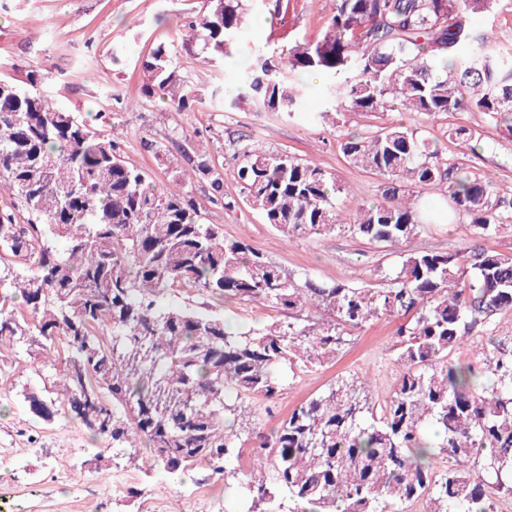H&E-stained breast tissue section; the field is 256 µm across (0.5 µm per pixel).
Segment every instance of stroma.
<instances>
[{
	"label": "stroma",
	"mask_w": 512,
	"mask_h": 512,
	"mask_svg": "<svg viewBox=\"0 0 512 512\" xmlns=\"http://www.w3.org/2000/svg\"><path fill=\"white\" fill-rule=\"evenodd\" d=\"M275 4L276 0H267L260 18L242 29L235 55L246 56L260 43L281 50L291 42L316 40L334 6L333 0H289L281 15ZM206 11V0H0V80L48 96L102 133L122 129L125 160L167 188L182 185L181 158H155L141 142L160 141L176 131L190 135L223 171L224 197L233 203L229 209L214 205L207 185L192 183L190 190L205 223L219 226L227 238L250 243L296 281L381 288L402 256L413 252L453 253L480 246L512 253V225L492 237H481L466 221L448 220L445 200L418 186L412 196L430 215L398 249L339 231L285 242L244 200L235 172L239 142L256 143L333 174L345 189L338 205L350 210L381 202L382 180L345 159L338 142L346 135L366 137L400 122L418 127L466 172L510 196L512 134L505 125L477 112H452L432 120L400 109L327 113L321 105L322 85L316 81L310 82L304 107L292 119L251 104L218 103L211 91L236 81L233 66L222 70L208 66L196 51L181 45L185 17ZM284 29L289 32L285 40L280 37ZM161 43L175 47L180 72L197 94L190 111H177L160 94L148 106H131L145 81L142 61ZM460 125L474 132L476 150L450 137V129ZM192 300L200 310L235 318L247 328L292 322L300 316L296 309L222 302L205 294H193ZM398 325V318L381 317L355 330L325 366H295L294 379L288 380L277 399L251 400L256 426L270 431L341 375H370L371 405L381 411L402 373L397 361ZM499 347L512 348V311L478 324L450 359L480 370L486 354ZM36 380L27 355L0 356V512H242L241 502L225 493L223 480L204 470L191 472L180 483L126 467L117 450L97 457L100 440L78 423L61 418L47 422L30 412L24 391Z\"/></svg>",
	"instance_id": "35a3bbf8"
}]
</instances>
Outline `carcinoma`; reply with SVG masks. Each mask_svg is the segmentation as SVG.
<instances>
[{
  "label": "carcinoma",
  "mask_w": 512,
  "mask_h": 512,
  "mask_svg": "<svg viewBox=\"0 0 512 512\" xmlns=\"http://www.w3.org/2000/svg\"><path fill=\"white\" fill-rule=\"evenodd\" d=\"M499 2L335 0L320 38L277 60L257 46L237 62L239 81L223 98L291 118L307 90L303 76L317 74L345 112H481L512 129V51L473 23ZM248 11L247 0H208L207 14L184 25V46L220 65L235 48L227 35L240 34ZM142 66V103L161 91L178 110L191 108L194 90L168 45ZM3 86L0 193H11L27 223L16 222L17 211L0 214V263L22 268L0 270V352L23 350L47 370L50 387L24 394L30 412L77 421L135 469L231 476L236 484L224 490L258 512H278L283 491L306 512H402L417 500L428 512H497L468 463L484 458L485 478L512 493V350L483 373L448 356L475 324L512 309V253H411L385 288L300 284L250 244L201 223L189 192L151 183L115 135L92 132L39 93ZM180 139L170 136L183 177L208 182L210 201L231 207L224 173ZM339 148L383 178V202L346 213L334 176L242 143L236 174L246 202L287 241L343 230L398 245L423 221L414 186L444 195L448 218L466 219L484 237L512 224V196L442 157L416 128L349 135ZM189 291L308 315L244 331L172 299ZM384 315L411 319L396 332L403 372L380 415L370 414L365 382L339 376L270 433L250 437L247 400L277 399L283 366L322 365L351 331ZM428 423L436 447L422 433ZM245 448L247 470L238 466ZM440 456L451 465L436 467Z\"/></svg>",
  "instance_id": "obj_1"
}]
</instances>
